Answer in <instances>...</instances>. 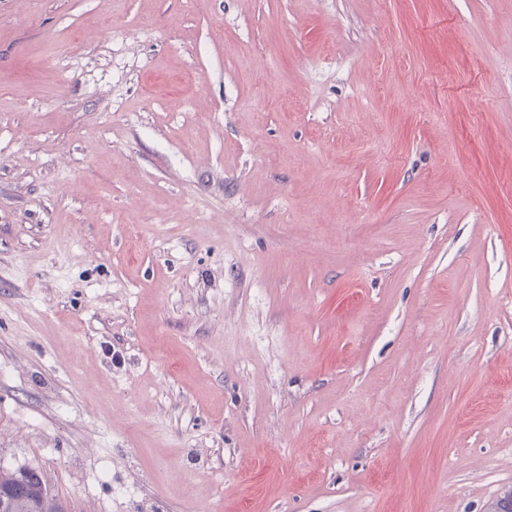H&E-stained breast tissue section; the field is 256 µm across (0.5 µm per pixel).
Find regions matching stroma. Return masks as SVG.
Masks as SVG:
<instances>
[{"label": "stroma", "instance_id": "35a3bbf8", "mask_svg": "<svg viewBox=\"0 0 512 512\" xmlns=\"http://www.w3.org/2000/svg\"><path fill=\"white\" fill-rule=\"evenodd\" d=\"M25 468L66 512H488L512 0H0Z\"/></svg>", "mask_w": 512, "mask_h": 512}]
</instances>
